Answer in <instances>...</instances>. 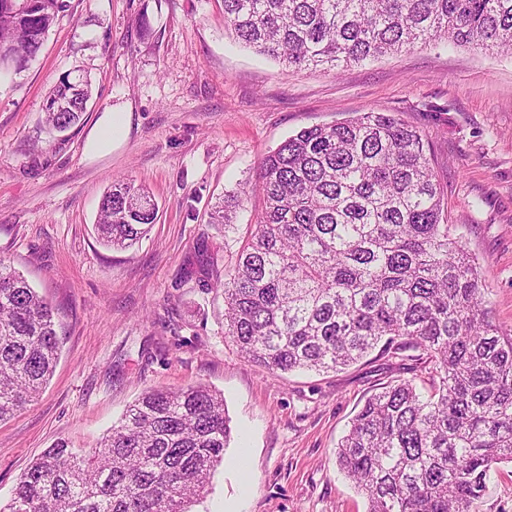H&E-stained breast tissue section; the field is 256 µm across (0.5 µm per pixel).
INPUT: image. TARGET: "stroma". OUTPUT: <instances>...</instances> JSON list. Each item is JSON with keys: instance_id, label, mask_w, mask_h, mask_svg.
I'll return each instance as SVG.
<instances>
[{"instance_id": "obj_1", "label": "stroma", "mask_w": 512, "mask_h": 512, "mask_svg": "<svg viewBox=\"0 0 512 512\" xmlns=\"http://www.w3.org/2000/svg\"><path fill=\"white\" fill-rule=\"evenodd\" d=\"M67 74L87 76L92 97L79 125L51 132L45 101ZM108 108L127 113L126 135L89 159L86 138ZM372 110L422 132L451 233L512 329V58L437 43L298 71L235 42L222 0H67L37 57L0 77V258L58 309L63 342L37 401L0 423V506L56 441L91 447L145 390L202 381L223 393L232 434L193 512L228 501L239 512H365L336 447L378 383L411 376V360L376 350L336 372L272 373L238 355L223 297L198 281L207 256L229 266L248 236L261 158L301 129ZM116 179L146 186L158 208L122 251L94 230ZM232 195L229 225L213 223ZM414 379L430 391L427 374ZM473 512H512L511 466Z\"/></svg>"}]
</instances>
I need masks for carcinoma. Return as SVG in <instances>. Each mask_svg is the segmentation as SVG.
I'll list each match as a JSON object with an SVG mask.
<instances>
[{
	"label": "carcinoma",
	"instance_id": "1",
	"mask_svg": "<svg viewBox=\"0 0 512 512\" xmlns=\"http://www.w3.org/2000/svg\"><path fill=\"white\" fill-rule=\"evenodd\" d=\"M242 44L290 67L336 70L441 41L512 54V0H223ZM65 0H0V56L22 69ZM72 99L46 123L87 109ZM263 206L224 277V336L277 373L328 372L381 347L417 349L412 379L381 384L336 448L367 512H471L493 469L512 464V329L497 325L475 260L450 233L448 195L421 132L393 112L304 128L257 166ZM144 188L118 180L96 229L126 249L155 223ZM59 320L0 259V422L26 408L61 355ZM231 436L224 395L204 383L148 390L89 448L61 440L20 476L0 512H189Z\"/></svg>",
	"mask_w": 512,
	"mask_h": 512
}]
</instances>
